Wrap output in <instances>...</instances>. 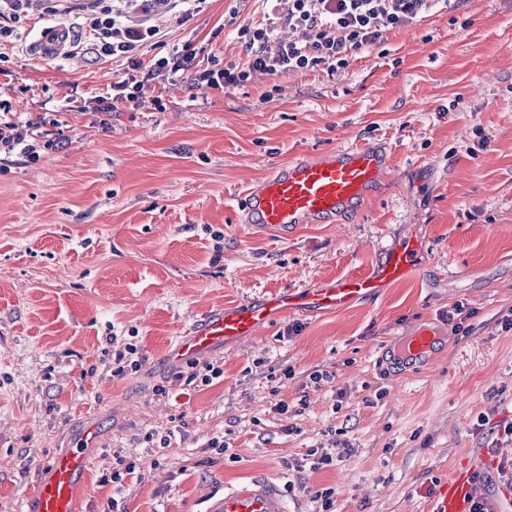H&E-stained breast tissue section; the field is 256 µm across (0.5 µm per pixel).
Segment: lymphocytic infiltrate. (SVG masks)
I'll list each match as a JSON object with an SVG mask.
<instances>
[{
	"label": "lymphocytic infiltrate",
	"mask_w": 512,
	"mask_h": 512,
	"mask_svg": "<svg viewBox=\"0 0 512 512\" xmlns=\"http://www.w3.org/2000/svg\"><path fill=\"white\" fill-rule=\"evenodd\" d=\"M167 0H95L82 18L86 43L97 53L120 64L122 72L106 93L89 99L87 108L108 117L144 101L160 105L156 90L176 77L189 78L210 88L226 90L250 84L256 76L335 73L347 68L355 51L383 44L388 32L426 18L436 0H261L263 18L239 23L238 9L224 16L234 28L245 58L225 63L203 56L201 47L186 40L167 45L150 17ZM291 31L288 40L278 29ZM154 49L143 61L145 49ZM57 120L49 112H29L17 118L0 81V158L28 162L61 147L48 139L47 126Z\"/></svg>",
	"instance_id": "obj_1"
}]
</instances>
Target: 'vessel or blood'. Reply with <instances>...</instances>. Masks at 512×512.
Wrapping results in <instances>:
<instances>
[{
    "mask_svg": "<svg viewBox=\"0 0 512 512\" xmlns=\"http://www.w3.org/2000/svg\"><path fill=\"white\" fill-rule=\"evenodd\" d=\"M73 44L69 29L59 27L33 43L31 52L44 60L66 56ZM393 168L392 154L381 142L352 143L336 150L305 156L273 168L237 200L239 220L258 233L275 237L294 235L306 224H341L377 191ZM418 241L388 248L374 275H352L320 288L295 294L274 293L231 309L209 311L178 337L170 350L172 361L193 358L224 344L254 336L275 317L302 308L339 310L356 299L374 294L382 284L404 277L416 265ZM433 328L420 327L396 347L398 358L422 362L436 348ZM97 436L85 427L57 454L48 473L39 475L29 512H78L86 496V474L92 465L90 450ZM488 456L467 459L430 486L427 512H473ZM206 512H287L281 487L265 477L229 488Z\"/></svg>",
    "mask_w": 512,
    "mask_h": 512,
    "instance_id": "b4317fda",
    "label": "vessel or blood"
}]
</instances>
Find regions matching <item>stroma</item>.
<instances>
[{"label": "stroma", "instance_id": "1", "mask_svg": "<svg viewBox=\"0 0 512 512\" xmlns=\"http://www.w3.org/2000/svg\"><path fill=\"white\" fill-rule=\"evenodd\" d=\"M232 6L209 0L187 24L164 7L151 22L168 44L237 60ZM79 21L36 16L5 49L13 110L58 112L64 146L0 171V512H24L88 422L100 443L80 512H205L209 493L254 476L284 488L288 512H315L324 488L334 512H426L432 482L512 420V0L436 5L338 74L226 91L180 78L162 108L107 127L76 100L105 91L117 66L30 52ZM363 139L387 143L394 168L347 223L282 240L236 222L235 197L272 167ZM410 238L423 248L407 278L225 346L209 384L170 365V342L208 309L376 273ZM457 303L475 312L459 329ZM422 325L440 335L432 360L390 357ZM129 345L141 366L116 374ZM311 448L339 456L293 469ZM122 461L139 474L111 482Z\"/></svg>", "mask_w": 512, "mask_h": 512}]
</instances>
